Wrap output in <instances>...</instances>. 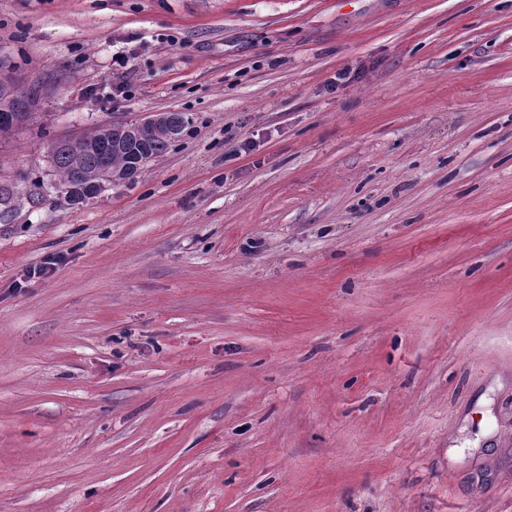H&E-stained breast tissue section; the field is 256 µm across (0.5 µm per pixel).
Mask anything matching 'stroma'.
Returning a JSON list of instances; mask_svg holds the SVG:
<instances>
[{"instance_id":"35a3bbf8","label":"stroma","mask_w":512,"mask_h":512,"mask_svg":"<svg viewBox=\"0 0 512 512\" xmlns=\"http://www.w3.org/2000/svg\"><path fill=\"white\" fill-rule=\"evenodd\" d=\"M0 60V512H512V0H0ZM21 80V76L4 67L0 68V94L1 98H8L12 87ZM39 87L17 85L8 100V111L0 112V138L11 135L19 127L29 123L33 118V108L29 112L39 95ZM5 114V116H4ZM164 114L171 132L159 130L138 120L96 129L95 133L103 134V140L108 142L101 149L86 143L84 137L74 141L59 139L52 142L58 187L64 189L66 194L67 188L74 183H87L105 171H112L116 181H134L150 162L165 154L185 130L187 120L182 113ZM141 158L146 163L139 166ZM112 175L104 173L92 186L75 188L76 198L71 199L83 204L95 198L112 182ZM68 195L69 193L66 194Z\"/></svg>"}]
</instances>
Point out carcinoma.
I'll return each mask as SVG.
<instances>
[{"label":"carcinoma","instance_id":"cac0c4a2","mask_svg":"<svg viewBox=\"0 0 512 512\" xmlns=\"http://www.w3.org/2000/svg\"><path fill=\"white\" fill-rule=\"evenodd\" d=\"M38 95L39 88L34 85L15 87L8 100V112L0 114V138L32 120L30 108ZM166 120L169 132L139 120L100 127L97 133L108 142L101 149L82 138L52 142L58 187L65 190L75 183H87L105 171L112 172L117 181L135 180L144 170L139 160L154 161L183 134L187 120L182 113L168 112Z\"/></svg>","mask_w":512,"mask_h":512}]
</instances>
